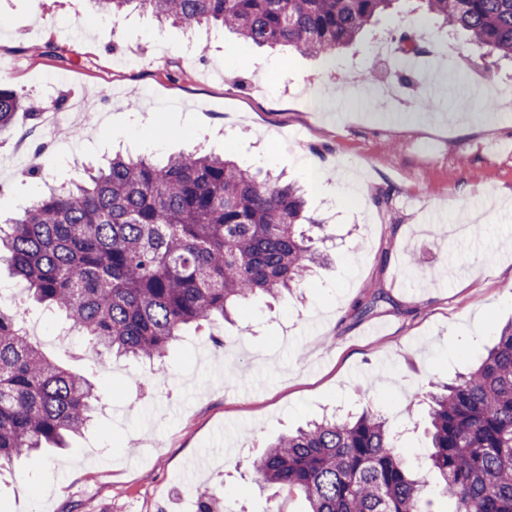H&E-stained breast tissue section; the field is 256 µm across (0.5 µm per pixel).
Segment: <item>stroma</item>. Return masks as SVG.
<instances>
[{"mask_svg": "<svg viewBox=\"0 0 512 512\" xmlns=\"http://www.w3.org/2000/svg\"><path fill=\"white\" fill-rule=\"evenodd\" d=\"M0 12L10 19L0 76L83 129L69 137L23 111L0 131L1 217L42 183H69L113 153L199 149L302 187L329 256L301 288L186 328L163 361L107 369L85 337L53 341L59 315L1 267L0 292L17 291L41 351L94 382L106 407L70 449L21 458L0 477V512H199L205 496L240 512H307L299 492L259 483L252 462L279 434L366 406L401 431L406 466L426 472L417 393L468 372L512 320V63L415 0H399L329 60L246 48L230 33L138 11L101 16L93 0H0ZM64 23L78 36L60 39ZM401 32L432 52L416 95L392 104L353 75L397 76L400 55L375 51ZM43 137L56 152L16 149ZM377 287L390 302L357 316L355 302Z\"/></svg>", "mask_w": 512, "mask_h": 512, "instance_id": "obj_1", "label": "stroma"}]
</instances>
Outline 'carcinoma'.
<instances>
[{
	"mask_svg": "<svg viewBox=\"0 0 512 512\" xmlns=\"http://www.w3.org/2000/svg\"><path fill=\"white\" fill-rule=\"evenodd\" d=\"M114 17L133 7L161 21L227 29L247 44L328 56L399 0H93ZM429 16L512 61V0H419ZM25 110L0 85V130ZM293 184L197 151L164 162L116 155L51 189L10 224L0 252L39 302L103 355L165 356L183 329L228 320L257 294L303 283L320 254ZM102 393L51 362L0 306V469L81 434ZM436 473L453 512H512V323L473 371L425 392ZM259 481L300 492L307 512H427L382 413L365 409L278 437L254 460Z\"/></svg>",
	"mask_w": 512,
	"mask_h": 512,
	"instance_id": "cac0c4a2",
	"label": "carcinoma"
}]
</instances>
